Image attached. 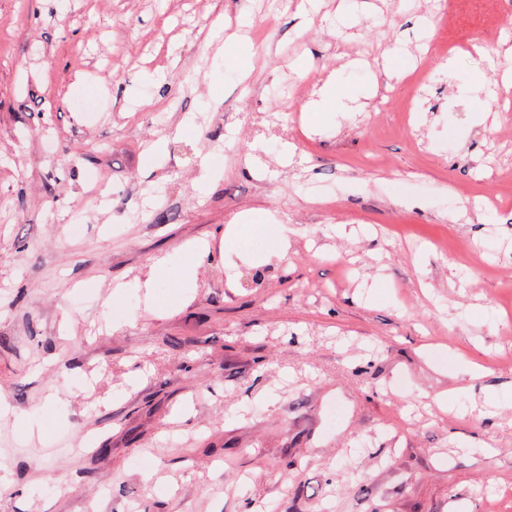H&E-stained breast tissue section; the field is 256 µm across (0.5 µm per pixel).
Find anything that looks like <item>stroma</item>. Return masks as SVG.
I'll use <instances>...</instances> for the list:
<instances>
[{
    "mask_svg": "<svg viewBox=\"0 0 512 512\" xmlns=\"http://www.w3.org/2000/svg\"><path fill=\"white\" fill-rule=\"evenodd\" d=\"M301 2L0 0V512H512V0Z\"/></svg>",
    "mask_w": 512,
    "mask_h": 512,
    "instance_id": "1",
    "label": "stroma"
}]
</instances>
